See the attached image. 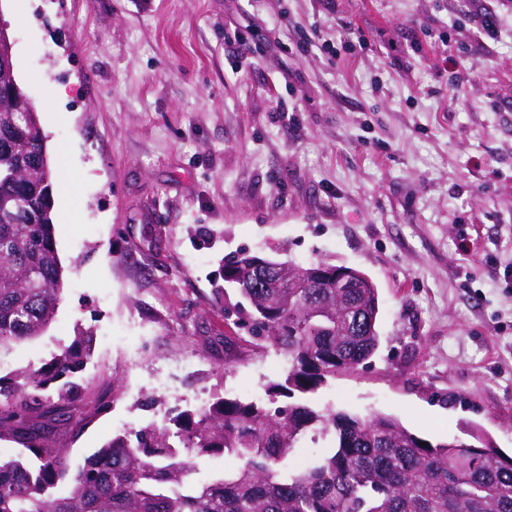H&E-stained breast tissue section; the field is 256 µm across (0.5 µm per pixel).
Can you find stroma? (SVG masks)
<instances>
[{
    "label": "stroma",
    "instance_id": "obj_1",
    "mask_svg": "<svg viewBox=\"0 0 512 512\" xmlns=\"http://www.w3.org/2000/svg\"><path fill=\"white\" fill-rule=\"evenodd\" d=\"M0 27L71 186L54 215L82 207L56 227L55 317L0 378L91 332L85 426L55 435L71 469L115 421L267 401L285 360L224 317L242 249L378 289L376 353L317 407L512 456V0H0ZM54 85L66 111L41 106Z\"/></svg>",
    "mask_w": 512,
    "mask_h": 512
}]
</instances>
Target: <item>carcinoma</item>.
Segmentation results:
<instances>
[{
  "instance_id": "1",
  "label": "carcinoma",
  "mask_w": 512,
  "mask_h": 512,
  "mask_svg": "<svg viewBox=\"0 0 512 512\" xmlns=\"http://www.w3.org/2000/svg\"><path fill=\"white\" fill-rule=\"evenodd\" d=\"M53 174L38 112L0 57V349L34 339L61 300ZM264 258L241 250L224 259V286L244 303L233 324L262 350L288 360L268 385L270 409L220 397L185 410L173 427L148 424L113 436L76 474L54 445L59 423L80 430L71 404L74 374L91 360L79 336L46 365L0 379V438L22 451L0 459V512H512V457L483 443L433 444L396 418L316 409L302 396L352 371L379 346L378 290L338 288L328 262L288 263L261 288ZM312 436L331 451L301 471L293 449ZM224 453L239 470L203 486L188 482L193 459Z\"/></svg>"
}]
</instances>
